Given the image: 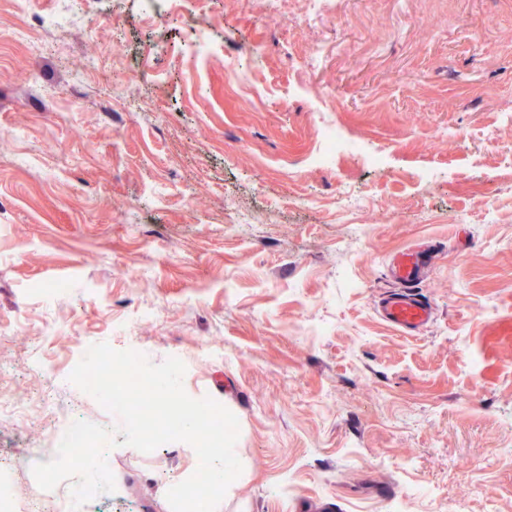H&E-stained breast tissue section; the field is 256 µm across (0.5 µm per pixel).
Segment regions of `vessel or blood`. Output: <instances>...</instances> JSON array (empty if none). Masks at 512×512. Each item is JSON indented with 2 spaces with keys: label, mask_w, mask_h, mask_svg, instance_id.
<instances>
[{
  "label": "vessel or blood",
  "mask_w": 512,
  "mask_h": 512,
  "mask_svg": "<svg viewBox=\"0 0 512 512\" xmlns=\"http://www.w3.org/2000/svg\"><path fill=\"white\" fill-rule=\"evenodd\" d=\"M427 259L428 253L423 249L399 253L395 258L394 275L402 287L379 302L382 320L401 332H420L432 320V306L411 288L412 283L419 280Z\"/></svg>",
  "instance_id": "vessel-or-blood-1"
}]
</instances>
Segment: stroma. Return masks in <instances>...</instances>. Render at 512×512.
Segmentation results:
<instances>
[{"instance_id": "obj_1", "label": "stroma", "mask_w": 512, "mask_h": 512, "mask_svg": "<svg viewBox=\"0 0 512 512\" xmlns=\"http://www.w3.org/2000/svg\"><path fill=\"white\" fill-rule=\"evenodd\" d=\"M60 6L0 0V489L18 512L69 498L32 474L68 424L119 423L69 380L102 342L178 358L187 394L237 417L224 512H512V0H206L189 23L95 0L31 52ZM199 30L219 55L196 84ZM230 64L260 111L226 92ZM117 83L138 106L103 115ZM323 123L354 146L312 166ZM342 187L374 213L348 223ZM423 244L435 319L411 335L377 304L391 257ZM106 460L93 512H171L196 469L185 442Z\"/></svg>"}]
</instances>
